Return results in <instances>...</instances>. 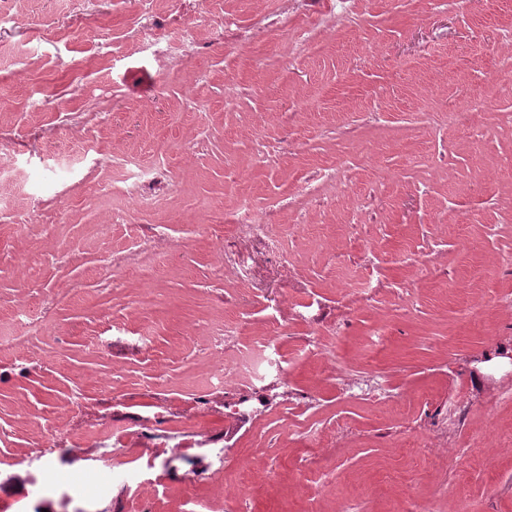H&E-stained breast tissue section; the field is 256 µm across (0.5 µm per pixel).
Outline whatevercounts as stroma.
Listing matches in <instances>:
<instances>
[{
    "label": "stroma",
    "mask_w": 512,
    "mask_h": 512,
    "mask_svg": "<svg viewBox=\"0 0 512 512\" xmlns=\"http://www.w3.org/2000/svg\"><path fill=\"white\" fill-rule=\"evenodd\" d=\"M274 8L17 0L0 16V162L14 171L0 180V336L21 304L51 320L0 352V512H512V92L476 102L512 63V0H309L270 30ZM202 12L193 54L134 36L173 39ZM228 12L249 41L225 32ZM466 101L469 127L449 124ZM127 155L159 166L151 209L114 165ZM242 194L295 237L287 267L251 288L214 268ZM148 224L168 227L164 267ZM116 253L152 266L150 287L112 277ZM352 274L384 286L360 300ZM283 297L325 322L278 334ZM243 308L239 348L276 337L289 393L313 401L273 399L222 469L210 339ZM312 335L325 354L304 352ZM375 375L390 399H369ZM160 415L140 446L130 420ZM304 419L349 427L322 460L334 482L299 481L315 442L290 427Z\"/></svg>",
    "instance_id": "35a3bbf8"
}]
</instances>
